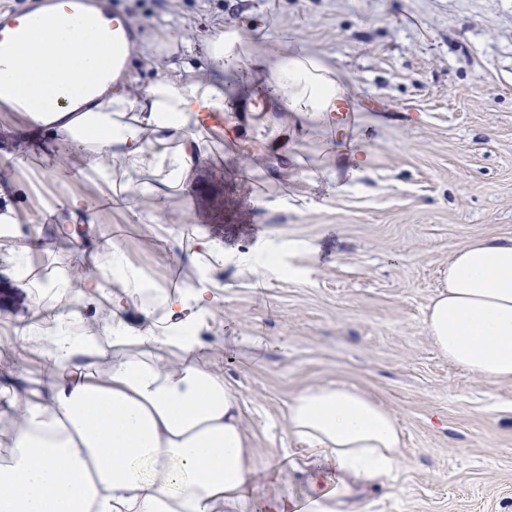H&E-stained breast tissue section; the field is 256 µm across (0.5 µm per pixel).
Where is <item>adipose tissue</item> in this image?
<instances>
[{
  "label": "adipose tissue",
  "instance_id": "adipose-tissue-1",
  "mask_svg": "<svg viewBox=\"0 0 512 512\" xmlns=\"http://www.w3.org/2000/svg\"><path fill=\"white\" fill-rule=\"evenodd\" d=\"M90 46V32L78 26L44 29L0 59V76L45 100L36 137L84 152L90 170L126 201L160 203L182 186L208 156V115L273 113L282 144L312 125L342 140L350 129L339 106L353 97V83L320 52L272 47L235 26L213 28L200 44L172 28L154 44L157 78L112 93L100 80L107 62ZM227 72L246 85L260 77V92L227 95ZM216 248L203 238L188 254L195 284L154 290L162 318L147 305L129 316L141 273L117 245L96 253L79 292L111 287L112 347L91 333L66 335L64 316H55L58 334L41 339L52 355L47 378L14 407L0 512H252L255 447L243 399L206 359L201 334L220 283L199 256ZM424 328L448 361L512 380V239H477L453 253ZM80 357L86 366H77ZM101 359L110 363L104 381L90 369ZM283 424L303 445L309 495L305 508L280 494L261 512H336L338 499L381 482L405 460L396 417L344 385L307 387L290 398Z\"/></svg>",
  "mask_w": 512,
  "mask_h": 512
}]
</instances>
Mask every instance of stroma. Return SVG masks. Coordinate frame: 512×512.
<instances>
[{
  "label": "stroma",
  "mask_w": 512,
  "mask_h": 512,
  "mask_svg": "<svg viewBox=\"0 0 512 512\" xmlns=\"http://www.w3.org/2000/svg\"><path fill=\"white\" fill-rule=\"evenodd\" d=\"M122 9L141 31L130 68L143 88L157 74L149 56L162 19L197 41L224 23L328 54L355 84L352 125L371 164L336 191L343 155L318 131L299 142L291 179L272 182L282 148L241 144L231 128L214 134L210 158L165 198L166 223L145 224L154 201L110 206L81 154L64 172L37 150L19 164L0 160V196L14 197L19 212L15 236L0 237V443L13 429L4 384L31 388L47 371L44 353L19 343L30 281L89 262L71 225L41 220L50 198L76 197L95 212L90 241L118 244L163 288L188 287L197 267L182 254L198 237L216 242L202 263L218 268L223 292L203 334L244 397L259 495L280 490L263 469L288 451L279 428L288 400L334 382L384 406L405 438L400 471L340 512H512V381L448 362L423 325L454 250L512 239V0H122ZM313 180L322 185L316 205L290 206ZM35 240L51 249L33 251L26 278L9 256ZM285 243L289 272L262 284L224 265L225 255ZM245 336L268 345L253 354Z\"/></svg>",
  "instance_id": "35a3bbf8"
}]
</instances>
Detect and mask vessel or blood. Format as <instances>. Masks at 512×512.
Here are the masks:
<instances>
[{
  "instance_id": "obj_1",
  "label": "vessel or blood",
  "mask_w": 512,
  "mask_h": 512,
  "mask_svg": "<svg viewBox=\"0 0 512 512\" xmlns=\"http://www.w3.org/2000/svg\"><path fill=\"white\" fill-rule=\"evenodd\" d=\"M64 19L103 32L104 41L96 49L114 66H125L136 47L137 33L123 19L116 0H25L20 15L0 10V58L12 55L32 33Z\"/></svg>"
}]
</instances>
